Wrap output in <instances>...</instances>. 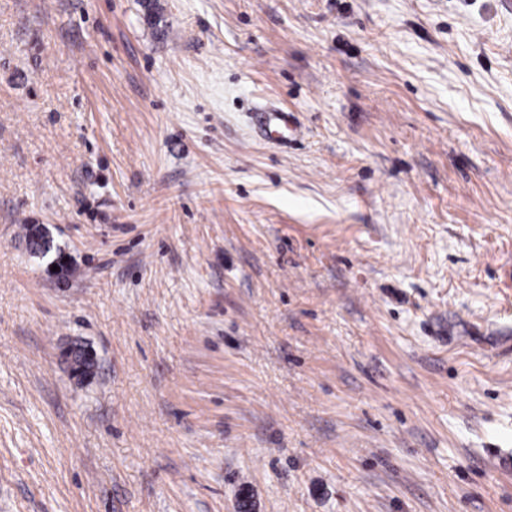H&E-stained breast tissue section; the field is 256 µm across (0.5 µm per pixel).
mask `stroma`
<instances>
[{
  "mask_svg": "<svg viewBox=\"0 0 512 512\" xmlns=\"http://www.w3.org/2000/svg\"><path fill=\"white\" fill-rule=\"evenodd\" d=\"M0 512H512V0H0Z\"/></svg>",
  "mask_w": 512,
  "mask_h": 512,
  "instance_id": "stroma-1",
  "label": "stroma"
}]
</instances>
